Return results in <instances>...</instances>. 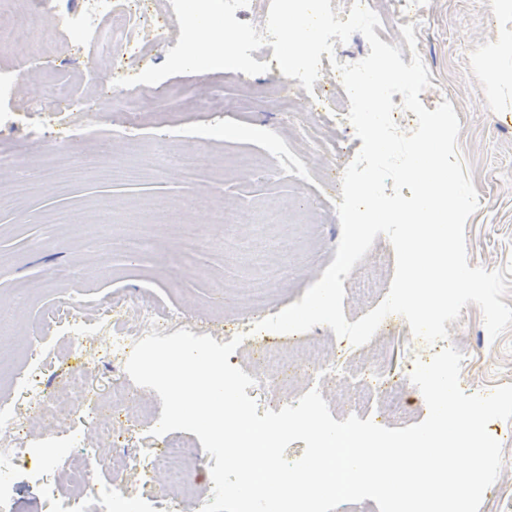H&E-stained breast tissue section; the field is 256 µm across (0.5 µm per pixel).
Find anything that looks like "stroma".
Here are the masks:
<instances>
[{
	"label": "stroma",
	"instance_id": "1",
	"mask_svg": "<svg viewBox=\"0 0 512 512\" xmlns=\"http://www.w3.org/2000/svg\"><path fill=\"white\" fill-rule=\"evenodd\" d=\"M79 0H58L55 8L28 14L26 38L17 48L0 46V73L15 83L12 100L0 102V113L12 115L0 131V151L12 158L0 170V406L14 407L12 378L28 373L25 356L38 351L47 362L42 388L61 386L68 373L81 370L90 399L71 418L33 425L32 455L0 467V480L14 488L11 512H45L39 487L28 471L46 463L60 475L59 495L72 494L70 456L112 458L99 466L98 477L114 488L127 487L135 506L166 500L164 477L143 476L123 468L129 454L142 456L165 441L184 443L202 453L198 437L174 431L151 436L162 403L158 394L134 385L124 362L101 359L83 363L85 353L105 348V338L91 333L73 341L64 314L79 304L90 325L112 317L119 303H139L157 314H175L177 328L229 342L243 326L298 302L335 258L341 228L334 203L342 195L334 182L337 162H351L362 141L352 126L326 122L317 98L302 86L294 91L302 111L284 120L278 101L283 75L278 65L253 77L214 71L169 77L151 86L141 118L131 123L124 108L126 89L101 85L95 71L111 58L108 28L80 24ZM151 50L126 60L124 75L164 63L180 36L176 15L151 12ZM417 49L430 72V88L420 95L427 109L450 101L461 124L458 153L479 194V207L466 223L468 264L496 270L512 261V107L502 105L495 85L478 63L483 47L497 36L499 22L491 0H429L426 13L415 17ZM57 28L53 54L42 39ZM64 78L72 89L71 104L57 114L36 112L29 103L43 85ZM314 127L324 139H337L342 159L312 151L298 133ZM166 139L173 154L205 150L210 164L195 181L180 169L157 175L143 158L155 139ZM64 143L67 153L56 166L41 171L50 145ZM27 180L28 194L11 192L13 180ZM203 194L224 212L214 224L207 212L192 209ZM162 209L169 224H150ZM282 268L272 283L262 284L257 265ZM395 253L385 236L358 262L345 285L369 278V292L346 295L348 322L378 306L390 289ZM264 289L265 303L251 296ZM392 329L378 331L359 348L336 337L326 326L295 335H276L284 357H296L309 346H321L329 362L368 363L394 374L407 373L415 360H430L440 344L424 345L412 336L406 320L391 315ZM450 342L466 364L460 385L466 393L486 392L512 384V329L490 340L480 310L462 312L447 323ZM251 340L230 356L231 365L254 377L260 410L273 408L276 397L255 364ZM319 387L335 420L349 415L351 392L337 380L298 377L290 390L299 398ZM126 392L144 406L145 416L132 427L117 424L119 440L106 444L94 432V399Z\"/></svg>",
	"mask_w": 512,
	"mask_h": 512
}]
</instances>
